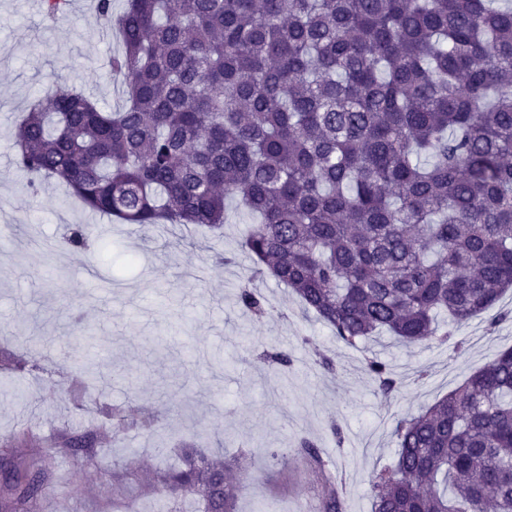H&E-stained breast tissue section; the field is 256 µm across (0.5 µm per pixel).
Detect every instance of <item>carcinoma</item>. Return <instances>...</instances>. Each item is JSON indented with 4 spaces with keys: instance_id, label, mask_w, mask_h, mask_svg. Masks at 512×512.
I'll list each match as a JSON object with an SVG mask.
<instances>
[{
    "instance_id": "1",
    "label": "carcinoma",
    "mask_w": 512,
    "mask_h": 512,
    "mask_svg": "<svg viewBox=\"0 0 512 512\" xmlns=\"http://www.w3.org/2000/svg\"><path fill=\"white\" fill-rule=\"evenodd\" d=\"M69 0H42L64 16ZM122 48L124 105L103 111L66 82L16 126L31 193L66 185L125 224L224 228L225 200L254 218L238 301L290 288L349 347L387 331L457 353L455 332L512 290V6L496 0H97ZM91 236L77 224L68 243ZM260 359L293 362L285 349ZM384 399L402 377L365 363ZM396 463L373 475L372 512H512V348L431 407L399 419ZM299 450L318 468V445ZM85 473L90 448L75 450ZM5 489L41 493L36 464ZM158 482L194 512H236L233 466L191 446ZM322 512H343L334 485Z\"/></svg>"
}]
</instances>
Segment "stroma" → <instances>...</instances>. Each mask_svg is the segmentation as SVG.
I'll return each instance as SVG.
<instances>
[{
	"label": "stroma",
	"instance_id": "stroma-1",
	"mask_svg": "<svg viewBox=\"0 0 512 512\" xmlns=\"http://www.w3.org/2000/svg\"><path fill=\"white\" fill-rule=\"evenodd\" d=\"M121 48L106 32L97 0H69L67 15L45 20L32 0H0V458L41 459L45 489L30 512H154L151 483L171 447L196 443L222 450L245 472L238 512H320L334 482L344 512H371L373 473L393 465L397 419L415 414L512 347V292L458 332L468 349L454 354L434 343L405 347L388 334L368 349L336 340L273 278L256 286L270 305L255 321L237 302L252 267L240 243L249 222L235 199L226 202L223 236L166 226L143 232L87 210L55 181L31 194L14 166L12 133L37 97L65 81L100 107L123 105L110 73ZM72 224L96 231L87 245L66 241ZM232 264L215 269V253ZM286 345L288 371L255 358ZM335 370L316 365V351ZM405 377L394 400L378 396L365 370L367 351ZM94 357L98 378L75 361ZM430 376H413L420 368ZM92 416H81L88 397ZM125 415V431L113 410ZM340 426L335 445L329 422ZM305 436L320 447L324 472L295 452ZM95 450L98 472L85 476L70 452L75 440ZM275 449L288 450L274 461Z\"/></svg>",
	"mask_w": 512,
	"mask_h": 512
}]
</instances>
